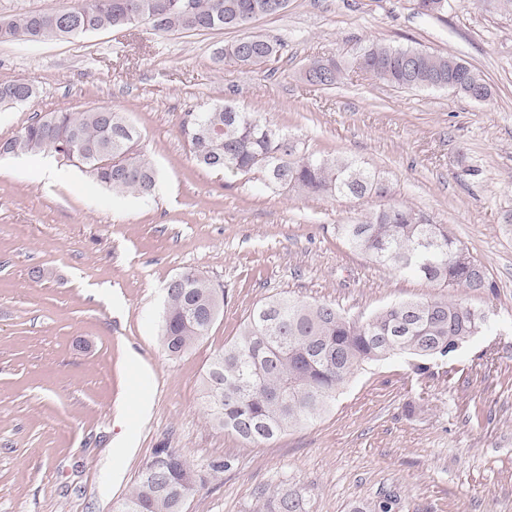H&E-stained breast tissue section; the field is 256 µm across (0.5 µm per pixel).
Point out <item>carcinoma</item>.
<instances>
[{"instance_id": "carcinoma-1", "label": "carcinoma", "mask_w": 512, "mask_h": 512, "mask_svg": "<svg viewBox=\"0 0 512 512\" xmlns=\"http://www.w3.org/2000/svg\"><path fill=\"white\" fill-rule=\"evenodd\" d=\"M69 0L61 9L23 12L0 18V42L63 40L101 30H121L139 10L157 16L158 34L243 31L259 18L276 15L288 0ZM442 0H414L418 14L440 17ZM284 44L247 34L214 49L217 62L230 58L255 70L280 61ZM375 80L401 89H438L453 83L455 92L491 96L481 72L461 58L416 48L375 43L359 58ZM303 77L323 89L344 79L334 58L316 60ZM36 88L20 79L0 82V105L31 104ZM193 158L204 168L231 175L262 173L265 186L306 196L377 198L380 206L336 234L350 248L384 267L430 283L475 292L495 284L486 267L439 224L424 222L414 208L392 200L384 177L355 161L310 153L260 112L235 100L186 113L180 128ZM139 134L127 117L108 107L82 112H52L36 118L6 139L5 155L53 152L113 191L149 197L156 170L138 148ZM180 288L166 291L162 337L168 352L179 355L207 335L224 307L207 279L193 271L178 274ZM485 330V316L462 300L445 296L403 300L363 321L344 316L327 303L272 297L256 305L238 336L224 345L207 371L203 400L210 421L250 443L275 440L327 411L337 390L363 365L397 354L415 360L424 372L431 358H446ZM193 465L173 448L155 449L135 486L117 512H183L177 492ZM254 512H310L298 489H264Z\"/></svg>"}]
</instances>
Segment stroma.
<instances>
[{
  "mask_svg": "<svg viewBox=\"0 0 512 512\" xmlns=\"http://www.w3.org/2000/svg\"><path fill=\"white\" fill-rule=\"evenodd\" d=\"M252 33L283 41L274 69L215 62L233 32L161 35L149 26L65 41L0 43V82L38 87L0 108V138L35 114L106 106L125 113L159 172L149 199L117 196L45 155L0 156V512H114L158 448L205 482L184 512H251L260 489L304 488L311 512H512V7L448 0L442 18L412 0H288ZM452 54L477 68L484 102L398 89L359 69L370 44ZM342 62L338 87L307 83L316 59ZM237 100L300 136L384 174L396 200L447 228L495 291L460 294L391 272L349 249L336 227L373 199L268 189L261 174L199 167L185 112ZM191 270L224 292L207 335L175 357L161 341L163 289ZM465 297L489 330L426 373L391 358L364 367L317 420L253 444L209 423L214 355L272 296L326 302L355 320L403 300ZM151 398L147 419L139 392ZM136 451L113 456L126 430ZM215 460L229 461L219 473Z\"/></svg>",
  "mask_w": 512,
  "mask_h": 512,
  "instance_id": "stroma-1",
  "label": "stroma"
}]
</instances>
